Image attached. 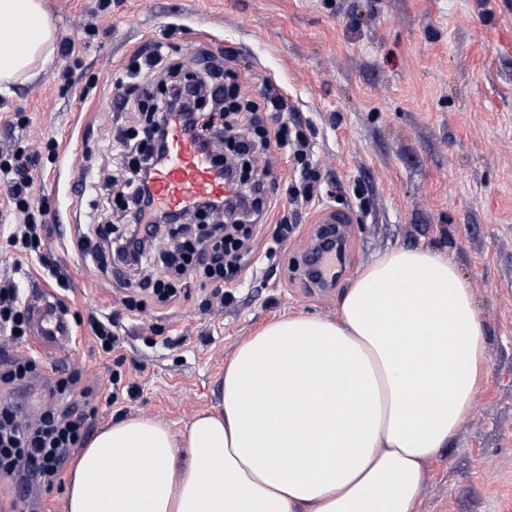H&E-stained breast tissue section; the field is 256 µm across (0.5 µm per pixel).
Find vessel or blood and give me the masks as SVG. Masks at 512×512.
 <instances>
[{
  "label": "vessel or blood",
  "mask_w": 512,
  "mask_h": 512,
  "mask_svg": "<svg viewBox=\"0 0 512 512\" xmlns=\"http://www.w3.org/2000/svg\"><path fill=\"white\" fill-rule=\"evenodd\" d=\"M167 164L154 178L159 201L170 208L189 206L195 199L222 200L227 189L218 173L204 159L197 145L184 136L179 124L169 129ZM30 327L38 349L61 358L72 347L75 336L71 322L52 293L41 294L30 314Z\"/></svg>",
  "instance_id": "1"
}]
</instances>
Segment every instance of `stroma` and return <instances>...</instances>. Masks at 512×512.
Masks as SVG:
<instances>
[{
  "label": "stroma",
  "instance_id": "1",
  "mask_svg": "<svg viewBox=\"0 0 512 512\" xmlns=\"http://www.w3.org/2000/svg\"><path fill=\"white\" fill-rule=\"evenodd\" d=\"M43 2L76 53L0 90V147L41 152L32 195L48 211L39 251L24 250L9 238L15 219L0 189V279L17 280L27 301L56 268L81 338L66 371L85 385L120 372L117 401L101 406L91 433L148 414L184 438L196 415L218 409L241 341L287 315L335 318L342 293L378 253L427 247L452 253L470 284L488 377L451 444L428 462L417 512H512V0ZM154 41L185 66L209 50L242 99L277 84L317 146L322 199L287 243L262 229L257 273L224 308L206 309L191 286L175 307L121 317L123 346L107 354L89 318L111 312L112 275L77 244L100 200L85 182L111 164L110 88L118 81L141 98L130 74ZM50 139L55 152L42 153ZM337 209L353 219L344 271L320 295L297 265L317 216ZM154 331L173 345L149 344Z\"/></svg>",
  "mask_w": 512,
  "mask_h": 512
}]
</instances>
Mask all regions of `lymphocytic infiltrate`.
<instances>
[{
  "instance_id": "1",
  "label": "lymphocytic infiltrate",
  "mask_w": 512,
  "mask_h": 512,
  "mask_svg": "<svg viewBox=\"0 0 512 512\" xmlns=\"http://www.w3.org/2000/svg\"><path fill=\"white\" fill-rule=\"evenodd\" d=\"M213 70L210 56H203L197 74L184 81L180 65L166 60L162 43H152L144 52L143 79L169 85L166 97L156 104L153 128L165 131L172 121H180L184 134L210 151L214 165L223 163L224 154L215 150L219 144L227 145L231 156L248 160L246 174L230 182L229 195L212 203L215 222L204 232H191L188 220L194 210L190 207L182 211L183 224L174 228L163 224L164 212L156 207L153 192L145 188L146 180L154 178L165 163L155 154L151 128L131 132L118 121L109 129L115 173L105 188L125 198L131 222L117 237L111 224L88 225L79 244L99 264L109 256L141 271L156 257L167 271L162 278L144 274L136 285L127 278L116 279L114 292L127 311L174 304L192 282L210 289L216 298L225 283L241 278L255 238L275 208L268 189L274 154L292 156L297 164L296 180L288 188L294 203L306 208L320 196L315 146L301 123L289 122L286 98L270 85L261 103L236 102L235 88L217 84ZM37 165L33 155L0 156V184L23 217L12 240L31 251L38 249V228L47 222L46 210L35 207L32 199ZM28 328L29 311L18 288L0 283V331L17 344L26 339ZM78 379L74 372L56 378L54 401L33 416L21 403L0 400V478L20 492L53 488L72 449L85 441L99 412V391L78 387Z\"/></svg>"
}]
</instances>
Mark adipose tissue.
<instances>
[{
  "mask_svg": "<svg viewBox=\"0 0 512 512\" xmlns=\"http://www.w3.org/2000/svg\"><path fill=\"white\" fill-rule=\"evenodd\" d=\"M0 87L51 63L41 0H0ZM486 332L454 258L393 248L345 289L336 320L291 316L243 342L224 370L222 415L185 450L149 416L97 434L68 512H415L426 465L448 447L486 375ZM264 395H257L258 387Z\"/></svg>",
  "mask_w": 512,
  "mask_h": 512,
  "instance_id": "ef3b65f1",
  "label": "adipose tissue"
}]
</instances>
